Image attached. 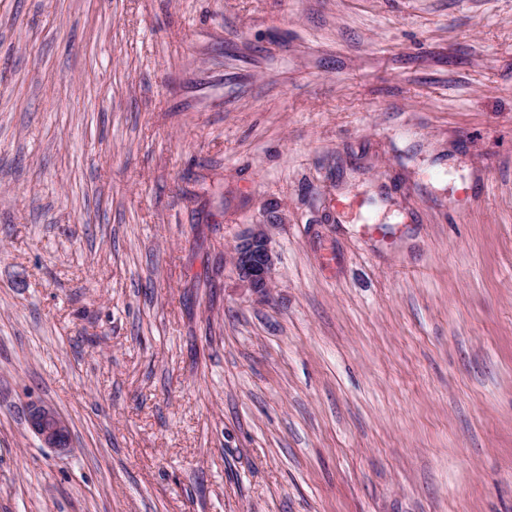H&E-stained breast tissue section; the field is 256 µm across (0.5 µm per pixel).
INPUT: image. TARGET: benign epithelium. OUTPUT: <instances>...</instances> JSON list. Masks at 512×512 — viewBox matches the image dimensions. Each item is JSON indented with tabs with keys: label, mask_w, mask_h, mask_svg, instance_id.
I'll list each match as a JSON object with an SVG mask.
<instances>
[{
	"label": "benign epithelium",
	"mask_w": 512,
	"mask_h": 512,
	"mask_svg": "<svg viewBox=\"0 0 512 512\" xmlns=\"http://www.w3.org/2000/svg\"><path fill=\"white\" fill-rule=\"evenodd\" d=\"M232 263L239 279L258 298L267 297L274 288V256L264 224H253L236 240ZM27 421L32 432L48 448L66 450L71 446L67 420L53 405L33 399L28 404Z\"/></svg>",
	"instance_id": "7a95c632"
}]
</instances>
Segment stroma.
<instances>
[{"label": "stroma", "instance_id": "1", "mask_svg": "<svg viewBox=\"0 0 512 512\" xmlns=\"http://www.w3.org/2000/svg\"><path fill=\"white\" fill-rule=\"evenodd\" d=\"M0 512H512V0H0ZM231 254L239 279L256 297H267L275 287V264L266 225H251L237 238ZM27 421L47 448L67 450L71 446L68 422L52 404L32 399L28 404Z\"/></svg>", "mask_w": 512, "mask_h": 512}]
</instances>
